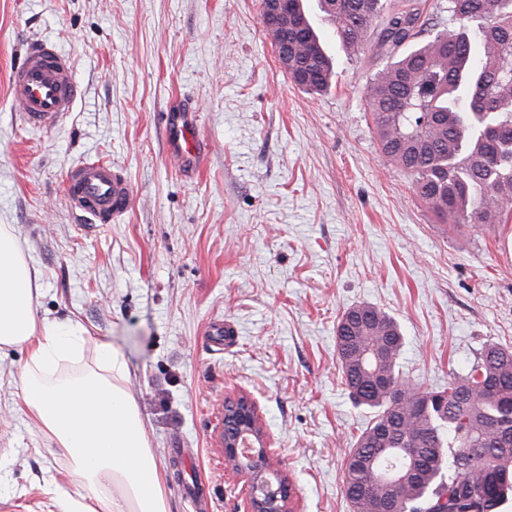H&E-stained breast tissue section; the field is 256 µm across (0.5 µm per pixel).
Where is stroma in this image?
Listing matches in <instances>:
<instances>
[{"mask_svg": "<svg viewBox=\"0 0 512 512\" xmlns=\"http://www.w3.org/2000/svg\"><path fill=\"white\" fill-rule=\"evenodd\" d=\"M34 40L68 53L80 86L66 120L40 130L9 87ZM323 40L336 77L310 94L282 67L261 0H0V224L39 272V315L124 353L168 512H195L200 479L208 512H244L247 478L216 445L222 404L240 395L298 512H351L342 462L371 417L338 368L336 324L352 306L397 319L402 375L422 391L486 344L512 347V230L443 221L414 195L366 102L382 59L370 45L346 54L328 27ZM190 107L197 168L168 134ZM90 158L131 187L115 223L82 221L64 197ZM26 357L0 356V507L57 512V490L77 487L15 394Z\"/></svg>", "mask_w": 512, "mask_h": 512, "instance_id": "obj_1", "label": "stroma"}]
</instances>
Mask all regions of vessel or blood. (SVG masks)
Returning <instances> with one entry per match:
<instances>
[{"instance_id":"obj_1","label":"vessel or blood","mask_w":512,"mask_h":512,"mask_svg":"<svg viewBox=\"0 0 512 512\" xmlns=\"http://www.w3.org/2000/svg\"><path fill=\"white\" fill-rule=\"evenodd\" d=\"M9 85L24 123L36 129L60 124L78 95L71 57L44 40L29 44L22 61L11 71ZM64 192L75 209L101 224L126 213L132 201L125 177L105 160L71 169Z\"/></svg>"}]
</instances>
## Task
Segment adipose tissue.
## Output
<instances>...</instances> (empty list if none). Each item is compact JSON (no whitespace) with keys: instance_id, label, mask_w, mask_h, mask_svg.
<instances>
[{"instance_id":"adipose-tissue-1","label":"adipose tissue","mask_w":512,"mask_h":512,"mask_svg":"<svg viewBox=\"0 0 512 512\" xmlns=\"http://www.w3.org/2000/svg\"><path fill=\"white\" fill-rule=\"evenodd\" d=\"M38 291L12 225L0 224V352L26 348L16 380L22 406L53 453L72 463L81 492L63 494L60 512H167L148 430L125 389L124 354L71 319L38 316ZM88 347L93 359L85 364ZM66 362L79 371H62Z\"/></svg>"}]
</instances>
